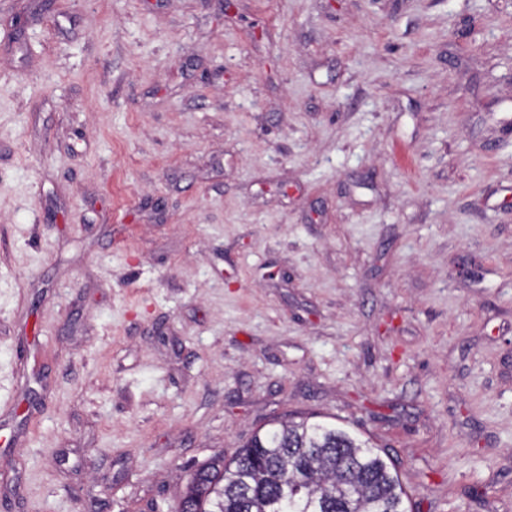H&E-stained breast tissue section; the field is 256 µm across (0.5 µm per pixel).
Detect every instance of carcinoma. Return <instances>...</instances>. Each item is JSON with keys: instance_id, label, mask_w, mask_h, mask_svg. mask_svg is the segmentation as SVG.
Instances as JSON below:
<instances>
[{"instance_id": "1", "label": "carcinoma", "mask_w": 512, "mask_h": 512, "mask_svg": "<svg viewBox=\"0 0 512 512\" xmlns=\"http://www.w3.org/2000/svg\"><path fill=\"white\" fill-rule=\"evenodd\" d=\"M394 465L332 425L284 421L196 468L174 512H407Z\"/></svg>"}]
</instances>
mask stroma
Returning a JSON list of instances; mask_svg holds the SVG:
<instances>
[{
  "instance_id": "stroma-1",
  "label": "stroma",
  "mask_w": 512,
  "mask_h": 512,
  "mask_svg": "<svg viewBox=\"0 0 512 512\" xmlns=\"http://www.w3.org/2000/svg\"><path fill=\"white\" fill-rule=\"evenodd\" d=\"M298 417L512 512V0H0V512Z\"/></svg>"
}]
</instances>
